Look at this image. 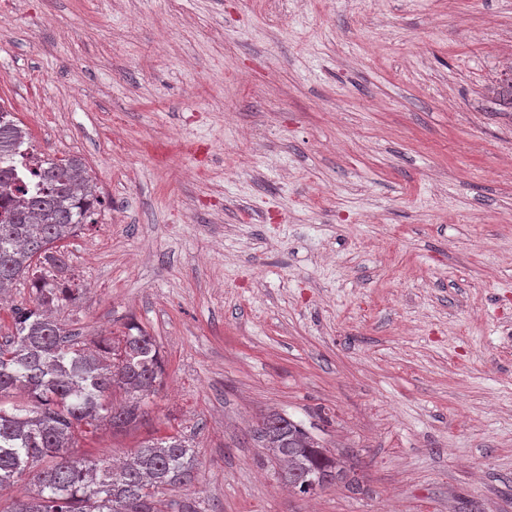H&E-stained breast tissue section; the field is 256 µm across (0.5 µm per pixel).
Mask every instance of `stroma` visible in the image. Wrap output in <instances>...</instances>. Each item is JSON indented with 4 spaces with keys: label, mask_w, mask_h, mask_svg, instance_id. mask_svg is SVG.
I'll list each match as a JSON object with an SVG mask.
<instances>
[{
    "label": "stroma",
    "mask_w": 512,
    "mask_h": 512,
    "mask_svg": "<svg viewBox=\"0 0 512 512\" xmlns=\"http://www.w3.org/2000/svg\"><path fill=\"white\" fill-rule=\"evenodd\" d=\"M0 104L103 204L80 335L154 336L139 422L204 512H512V0H0ZM277 412L360 488L288 491Z\"/></svg>",
    "instance_id": "1"
}]
</instances>
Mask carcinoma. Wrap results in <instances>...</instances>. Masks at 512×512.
Masks as SVG:
<instances>
[{"label":"carcinoma","instance_id":"cac0c4a2","mask_svg":"<svg viewBox=\"0 0 512 512\" xmlns=\"http://www.w3.org/2000/svg\"><path fill=\"white\" fill-rule=\"evenodd\" d=\"M28 148V132L0 105V290L23 275L34 288L31 304L13 310V334L0 343V398L19 390L30 399L10 410L0 404V490L31 477L33 495L16 500L10 512H161V490L198 476L197 453L184 437L149 441L119 465L75 453L103 423H137L164 368L155 338L137 325L112 344L96 342L94 353L53 319L52 309L80 299L83 287L59 278L68 264L52 247L95 223L101 201L82 187L84 165L75 157L41 158L34 170L43 188L25 192L12 165ZM115 386L127 394L119 407L107 402ZM255 433L283 463L282 481L298 493L353 485L351 469L301 423L272 413Z\"/></svg>","mask_w":512,"mask_h":512}]
</instances>
